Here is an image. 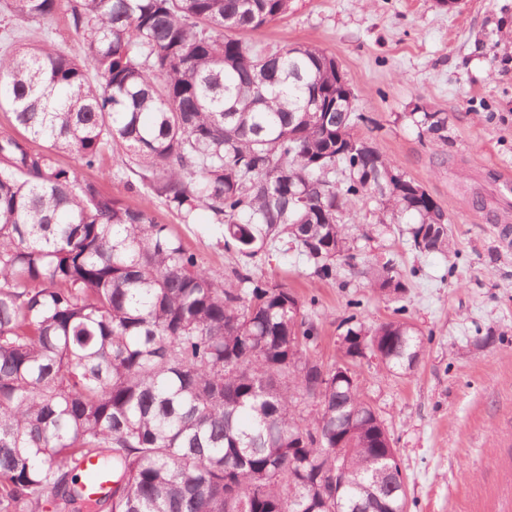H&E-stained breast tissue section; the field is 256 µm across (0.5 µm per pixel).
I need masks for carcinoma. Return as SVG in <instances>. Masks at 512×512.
<instances>
[{"instance_id":"1","label":"carcinoma","mask_w":512,"mask_h":512,"mask_svg":"<svg viewBox=\"0 0 512 512\" xmlns=\"http://www.w3.org/2000/svg\"><path fill=\"white\" fill-rule=\"evenodd\" d=\"M288 7L7 0L22 23L62 16L84 50L0 37V512H406L353 367L376 350L412 370L421 332L403 307L375 325L353 313L325 363L304 302L252 265L292 249L334 281L342 258L397 297L394 260L354 252L343 212L378 198L420 253L452 252L449 219L360 134L335 57L247 38ZM410 116L447 142V113ZM107 151L183 220L204 209L224 226L235 282L83 176ZM86 456L112 473L105 500L81 489Z\"/></svg>"}]
</instances>
